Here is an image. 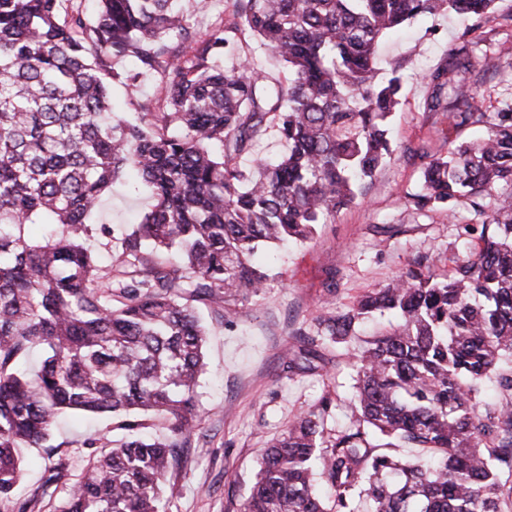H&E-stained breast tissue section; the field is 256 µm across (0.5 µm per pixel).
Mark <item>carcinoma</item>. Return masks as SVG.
I'll return each instance as SVG.
<instances>
[{
	"label": "carcinoma",
	"instance_id": "obj_1",
	"mask_svg": "<svg viewBox=\"0 0 512 512\" xmlns=\"http://www.w3.org/2000/svg\"><path fill=\"white\" fill-rule=\"evenodd\" d=\"M0 0V512L14 499L25 449L42 445L64 411L112 416L126 433L90 454L56 512H163L179 449L200 429L197 388L205 329L194 303L226 312L268 274L266 243H303L391 154L389 117L400 79L379 78L384 39L413 20L487 19L496 0H231L224 25L189 30L183 0ZM288 72L272 83L246 56L224 68L240 27ZM115 60L132 69L117 71ZM468 45L427 75L425 111L478 139L424 168L418 210L496 195L469 255L442 281L409 268L318 318L284 370L305 371L316 339L340 343L368 315L397 322L356 357L348 428L324 435L331 394L296 415L261 454L241 512H504L512 475V105L480 111L459 76ZM167 76L166 104L143 122L113 112L114 82ZM287 146L274 164L243 166L269 126ZM153 203L124 240L120 278L103 279L86 246L89 217L124 170ZM55 226L41 241L30 225ZM164 250V265L147 252ZM45 352L34 377L25 353ZM495 379L509 399L484 401ZM168 423L142 436L143 416ZM399 448H419L405 459Z\"/></svg>",
	"mask_w": 512,
	"mask_h": 512
}]
</instances>
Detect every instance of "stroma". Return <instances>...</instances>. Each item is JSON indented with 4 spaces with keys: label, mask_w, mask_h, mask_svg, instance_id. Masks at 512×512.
<instances>
[{
    "label": "stroma",
    "mask_w": 512,
    "mask_h": 512,
    "mask_svg": "<svg viewBox=\"0 0 512 512\" xmlns=\"http://www.w3.org/2000/svg\"><path fill=\"white\" fill-rule=\"evenodd\" d=\"M466 42L474 46L473 67L463 80L482 99L484 111L512 103V54L499 52L501 45L512 46V0H497L487 20L447 14L413 21L384 44L378 61L385 72L398 64L402 76L401 103L391 117V158L361 184L356 201L318 225L309 241L259 254L270 279L259 295L237 302L233 317L198 306L207 329V372L197 389L203 422L182 460L167 473L177 493L164 512H240L256 481L261 449L323 394H331L336 404L327 432L347 427L354 356L363 338L388 324V316L365 320L347 341L318 345L321 359L313 371L283 372L281 355L298 349L300 334L315 335L319 315L348 311L414 261L423 260L440 281L469 253L472 242L464 227L481 223L482 217L467 200L450 211H419L409 202L422 185L426 157L446 155L449 142L479 134L473 126L449 130L442 113L425 109L432 93L427 74ZM166 93V80L157 74L128 86L113 84L112 104L135 121L142 104L163 101ZM148 205L128 177L113 183L101 204L107 225L90 239L101 273H114L123 239ZM98 436L112 441L122 434L113 430L108 415L93 420L63 416L44 447L28 450L19 499L32 498L49 466L67 458L68 476L35 507V512H55L88 460L86 439Z\"/></svg>",
    "instance_id": "obj_1"
}]
</instances>
